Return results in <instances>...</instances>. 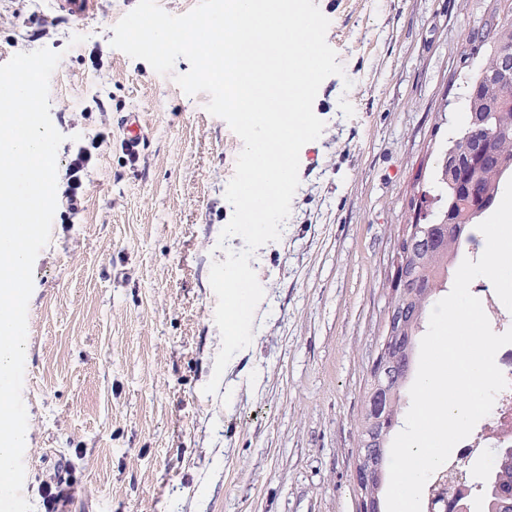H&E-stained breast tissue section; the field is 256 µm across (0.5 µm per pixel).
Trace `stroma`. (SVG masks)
Instances as JSON below:
<instances>
[{
	"mask_svg": "<svg viewBox=\"0 0 512 512\" xmlns=\"http://www.w3.org/2000/svg\"><path fill=\"white\" fill-rule=\"evenodd\" d=\"M314 2L344 73L314 100L325 128L300 151L279 239L249 262L264 290L252 342L208 395L221 347L210 269L245 246L217 248L241 139L206 111L207 94L176 83L186 59L161 75L111 46L137 0H99L84 19L50 0H0V55H62L49 83L58 171L74 145L93 155L77 211L58 201L33 267L22 389L33 512H355L394 239L464 126L473 36L491 12L512 24V0ZM128 112L143 119L134 159ZM57 484L64 496L47 507Z\"/></svg>",
	"mask_w": 512,
	"mask_h": 512,
	"instance_id": "35a3bbf8",
	"label": "stroma"
}]
</instances>
